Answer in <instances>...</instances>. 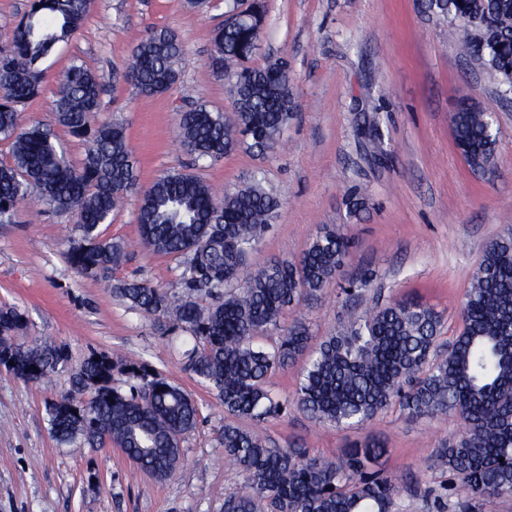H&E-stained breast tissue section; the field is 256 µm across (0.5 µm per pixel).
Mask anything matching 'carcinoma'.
<instances>
[{"mask_svg": "<svg viewBox=\"0 0 512 512\" xmlns=\"http://www.w3.org/2000/svg\"><path fill=\"white\" fill-rule=\"evenodd\" d=\"M431 7L466 29L464 47L500 86L512 81V0H431ZM85 0H32L29 11L0 48V136L10 142L13 162L0 166V223L11 220L31 188L41 201L77 215L83 231L68 260L81 275L108 273L124 248L100 238L98 227L136 184V165L122 126L93 125L101 107L96 75L73 62L61 80L58 121L89 135L85 162L74 169L38 126L20 124L21 107L41 92L40 62L79 29ZM258 17L230 25L215 37L211 66L253 55ZM182 50L165 30L135 47L126 82L141 93L167 91L177 80ZM235 112L203 106L179 114L183 145L199 159H219L246 142L266 153L276 148L292 118V76L284 60L232 75ZM454 142L474 171L495 164L497 139L486 112L463 102L451 117ZM279 207L258 181L216 197L197 176L169 172L144 191L139 232L155 253L183 259L187 295L169 302L159 288L130 281L115 288L144 317L168 318L191 333L188 367L213 387L224 412L261 420L286 404L268 389V378L309 348L310 334L298 322L271 347L257 339L278 326L284 312L329 287L344 263L349 237L340 228L317 236L298 264L273 263L243 274ZM220 298L203 309L194 294ZM22 315L0 309V367L31 383L50 379L65 366V347L19 346ZM439 316L413 300L375 306L327 337L308 357L296 392L307 416L334 427L371 421L394 402L412 417L452 415L459 433L437 449L433 470L459 481L457 512H475L512 496V228L483 249L462 306V328L439 352ZM132 381L124 392L112 385L114 371ZM91 392L85 399V392ZM49 422L63 443L80 439L91 448L110 442L140 469L166 480L180 463V439L196 428L198 407L179 385L148 365L92 352L72 378L68 395L49 405ZM224 458L243 476L245 490L224 498V512H403L395 482L379 467L387 448L367 439L352 445L344 461L310 457L299 448H277L259 433L232 423L221 435Z\"/></svg>", "mask_w": 512, "mask_h": 512, "instance_id": "1", "label": "carcinoma"}]
</instances>
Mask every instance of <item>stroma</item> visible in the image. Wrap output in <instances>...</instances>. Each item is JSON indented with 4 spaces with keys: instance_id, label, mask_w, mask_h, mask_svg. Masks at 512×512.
<instances>
[{
    "instance_id": "1",
    "label": "stroma",
    "mask_w": 512,
    "mask_h": 512,
    "mask_svg": "<svg viewBox=\"0 0 512 512\" xmlns=\"http://www.w3.org/2000/svg\"><path fill=\"white\" fill-rule=\"evenodd\" d=\"M236 3L249 5L95 0L80 29L42 64L43 89L23 108V123L49 129L57 149L81 166L87 143L58 122L56 101L62 73L82 61L102 86L96 120L123 127L139 181L99 228L126 253L104 277L71 267L68 250L82 228L75 214L44 205L38 190L17 206L11 223L0 224V306L21 314L19 343L48 340L69 353L47 385L0 369V512H224L225 497L243 486L219 443L228 417L218 393L186 368L188 333L145 319L113 292L132 279L159 287L173 303L185 291L181 259L154 253L139 235L141 195L159 176L191 173L220 195L258 180L278 196L272 226L249 256L252 272L273 260L298 262L323 227L341 226L349 237L334 283L288 309L263 337L267 346L297 320L318 346L374 301L406 298L440 315L439 343L447 345L462 327L461 305L483 249L512 225V102L460 55L462 28L429 11L425 0H263L259 48L247 64L283 58L292 71L295 108L280 144L266 154L241 144L216 161L190 154L179 113L233 108L232 83L213 72L210 58ZM156 30L177 35L182 60L172 88L147 97L122 74L133 48ZM465 99L497 117L496 165L486 174L470 169L453 140L451 116ZM354 191L364 206L353 215ZM366 272L373 275L370 290L345 294L348 282ZM94 351L145 362L197 402L199 424L180 441L173 477L143 472L113 444L63 445L53 436L48 407L70 390L73 372ZM303 366L296 361L269 379L286 411L258 424L241 420V427L311 456L339 458L350 444L378 438L388 448L382 467L397 482L406 512H437L435 496L456 481L428 461L459 422L416 418L394 404L358 428L320 425L294 403Z\"/></svg>"
}]
</instances>
